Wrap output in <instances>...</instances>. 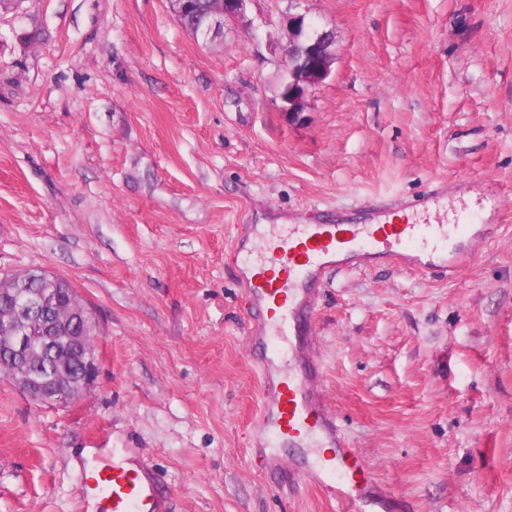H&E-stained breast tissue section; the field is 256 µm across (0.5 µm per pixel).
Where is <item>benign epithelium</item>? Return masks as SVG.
<instances>
[{
    "mask_svg": "<svg viewBox=\"0 0 512 512\" xmlns=\"http://www.w3.org/2000/svg\"><path fill=\"white\" fill-rule=\"evenodd\" d=\"M248 0H219L220 8L192 33L207 40L224 34V24L241 19ZM288 33L301 53L285 58L291 81L283 99L289 116L297 117L308 90L331 73L334 57L330 34L311 33L305 15L288 17ZM63 279L40 269H31L8 281H0V339L4 341L8 377L35 405L69 404L94 384L99 358L89 342L96 340L92 313L80 303L74 289L63 292ZM69 298V310L62 314L58 300ZM43 358L52 360L49 374L38 373Z\"/></svg>",
    "mask_w": 512,
    "mask_h": 512,
    "instance_id": "1",
    "label": "benign epithelium"
}]
</instances>
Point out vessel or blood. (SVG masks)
<instances>
[{"instance_id":"1","label":"vessel or blood","mask_w":512,"mask_h":512,"mask_svg":"<svg viewBox=\"0 0 512 512\" xmlns=\"http://www.w3.org/2000/svg\"><path fill=\"white\" fill-rule=\"evenodd\" d=\"M443 187L405 204H381L360 221L310 216L301 224L242 225L234 255L251 269L244 285L254 313L252 339L273 355H293L299 346L302 320L316 288L333 269L361 271L388 260L406 270L453 279L465 269L482 233L467 224L422 223L424 214L444 203ZM319 361L308 358L300 372L272 374L260 363L264 400L258 413L261 447L254 459L261 467H284L274 454L282 442L299 448H321L324 456L294 461L302 477L349 512H383L375 499L362 455L342 434L334 413L318 388ZM105 488L104 512H168L169 504L155 470L136 449L116 448L112 466L98 472Z\"/></svg>"}]
</instances>
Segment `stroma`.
<instances>
[{
	"label": "stroma",
	"instance_id": "35a3bbf8",
	"mask_svg": "<svg viewBox=\"0 0 512 512\" xmlns=\"http://www.w3.org/2000/svg\"><path fill=\"white\" fill-rule=\"evenodd\" d=\"M295 13L335 62L293 120ZM441 182L449 223L487 227L463 274L336 273L306 347L409 512H512V0H248L212 42L169 0L0 9V278L68 281L100 362L68 406L0 375V512H93L84 448L137 449L170 512H340L251 460L264 387L238 230Z\"/></svg>",
	"mask_w": 512,
	"mask_h": 512
}]
</instances>
